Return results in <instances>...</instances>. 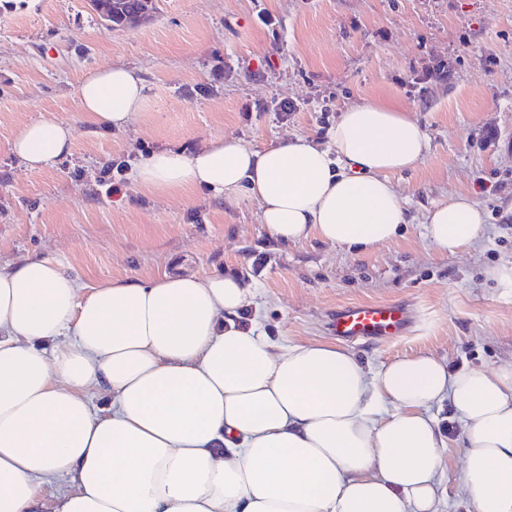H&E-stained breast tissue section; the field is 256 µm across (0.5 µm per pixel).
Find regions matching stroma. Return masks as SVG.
<instances>
[{
  "mask_svg": "<svg viewBox=\"0 0 512 512\" xmlns=\"http://www.w3.org/2000/svg\"><path fill=\"white\" fill-rule=\"evenodd\" d=\"M152 18L109 27L89 0H0V265L47 257L87 285L118 278L240 273L252 314L281 343L330 340L336 309L400 302L412 331L348 348L376 375L429 352L453 368L512 364V0H154ZM124 66L147 106L96 135L77 102L91 69ZM390 102L417 120L429 151L394 175L408 199L402 237L356 254L316 240L273 241L253 200L200 189L159 195L107 165L150 150L193 151L209 137L252 149L297 135L328 143L341 107ZM296 110L284 114L283 104ZM75 128L71 156L29 170L10 151L26 122ZM467 193L485 214L473 250L442 255L424 236L434 203ZM263 258L260 274L252 263ZM432 414L450 442L439 479L446 512H474L458 492L461 426Z\"/></svg>",
  "mask_w": 512,
  "mask_h": 512,
  "instance_id": "35a3bbf8",
  "label": "stroma"
}]
</instances>
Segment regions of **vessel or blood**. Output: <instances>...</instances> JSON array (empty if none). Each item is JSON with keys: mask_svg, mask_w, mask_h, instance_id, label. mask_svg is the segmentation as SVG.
I'll return each instance as SVG.
<instances>
[{"mask_svg": "<svg viewBox=\"0 0 512 512\" xmlns=\"http://www.w3.org/2000/svg\"><path fill=\"white\" fill-rule=\"evenodd\" d=\"M410 310L397 302L354 303L337 309L330 322L334 335L348 341H384L406 335Z\"/></svg>", "mask_w": 512, "mask_h": 512, "instance_id": "obj_1", "label": "vessel or blood"}]
</instances>
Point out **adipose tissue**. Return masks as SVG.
Returning a JSON list of instances; mask_svg holds the SVG:
<instances>
[{"instance_id":"adipose-tissue-1","label":"adipose tissue","mask_w":512,"mask_h":512,"mask_svg":"<svg viewBox=\"0 0 512 512\" xmlns=\"http://www.w3.org/2000/svg\"><path fill=\"white\" fill-rule=\"evenodd\" d=\"M78 97L101 134L146 103L125 68L87 71ZM73 141L71 125L42 119L11 151L40 170ZM427 152L416 120L366 102L340 112L329 146L212 137L141 158L135 179L247 197L274 241L365 253L408 224L392 177ZM483 227L466 194L425 217L444 255ZM255 298L235 273L85 289L50 258L0 266V512H441L449 441L430 409L445 401L462 429L464 496L476 512H512V366L453 373L421 352L371 380L334 343L279 344L247 320ZM99 392L108 406L93 405ZM61 479L68 488L46 497Z\"/></svg>"}]
</instances>
